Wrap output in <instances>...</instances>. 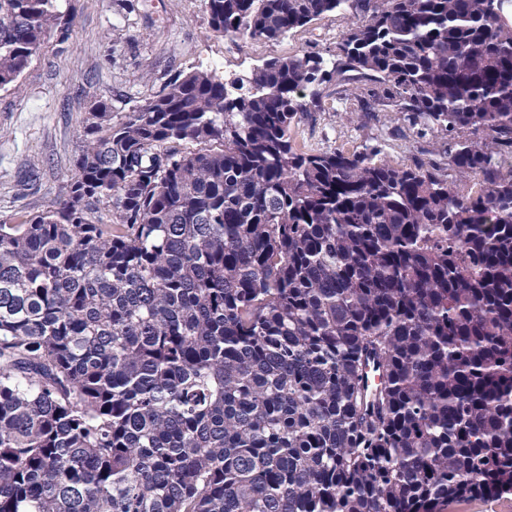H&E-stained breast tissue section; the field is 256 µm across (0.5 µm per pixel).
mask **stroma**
<instances>
[{"label":"stroma","instance_id":"stroma-1","mask_svg":"<svg viewBox=\"0 0 512 512\" xmlns=\"http://www.w3.org/2000/svg\"><path fill=\"white\" fill-rule=\"evenodd\" d=\"M59 9L74 19L68 40L51 33L18 89L0 90L2 224L19 223L62 197L84 149L81 119L92 101L107 98L122 116L195 66H216L227 78L244 75L272 57L335 49L352 23L330 14L279 42L244 41L214 35L202 0H59ZM346 93L343 101L327 87L320 110L292 127L297 150L358 152L377 144L394 166L443 150L437 132L418 135L389 109L363 115L355 87Z\"/></svg>","mask_w":512,"mask_h":512}]
</instances>
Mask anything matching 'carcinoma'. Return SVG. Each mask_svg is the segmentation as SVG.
I'll use <instances>...</instances> for the list:
<instances>
[{"label": "carcinoma", "instance_id": "cac0c4a2", "mask_svg": "<svg viewBox=\"0 0 512 512\" xmlns=\"http://www.w3.org/2000/svg\"><path fill=\"white\" fill-rule=\"evenodd\" d=\"M203 4L245 41L354 22L327 57L199 65L118 120L92 102L64 195L0 224V512L512 492V0ZM71 27L58 0H0V89ZM350 81L361 111L448 138L443 157L296 151L321 86Z\"/></svg>", "mask_w": 512, "mask_h": 512}]
</instances>
